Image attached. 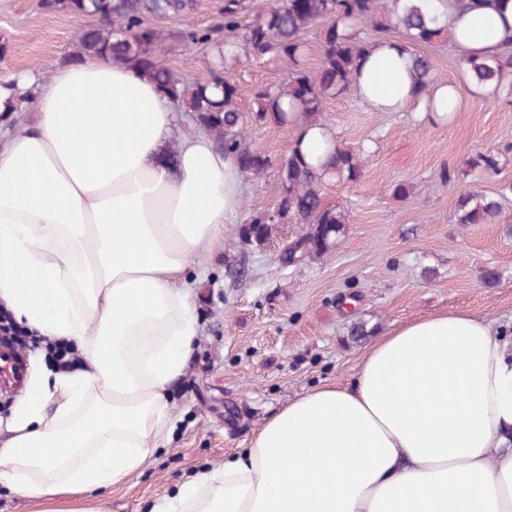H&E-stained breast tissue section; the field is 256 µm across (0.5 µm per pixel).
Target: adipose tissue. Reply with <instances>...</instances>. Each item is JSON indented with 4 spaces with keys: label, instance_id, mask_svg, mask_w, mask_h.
<instances>
[{
    "label": "adipose tissue",
    "instance_id": "adipose-tissue-1",
    "mask_svg": "<svg viewBox=\"0 0 512 512\" xmlns=\"http://www.w3.org/2000/svg\"><path fill=\"white\" fill-rule=\"evenodd\" d=\"M470 57L512 37L501 11L453 15ZM402 39L372 44L353 85L379 112L427 109ZM34 124L0 142V302L17 323L78 345L89 368L32 369L0 442V483L43 502L139 470L169 421L168 387L197 334L194 256L241 207L236 161L138 67L69 61L0 84ZM308 162L335 139L296 119ZM158 512H512V333L446 312L374 342L350 388L323 385L274 413L249 447Z\"/></svg>",
    "mask_w": 512,
    "mask_h": 512
}]
</instances>
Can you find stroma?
<instances>
[{"mask_svg": "<svg viewBox=\"0 0 512 512\" xmlns=\"http://www.w3.org/2000/svg\"><path fill=\"white\" fill-rule=\"evenodd\" d=\"M88 23L44 11L38 0H0V46L7 49L0 75L46 74L66 61ZM420 50L433 58L438 83L458 89L460 111L435 124L411 112L374 111L352 88L328 99L321 120L340 147L363 151L362 174L325 187L326 205L347 214L345 230L329 254L294 266L280 256L305 225H276L260 250L242 240L253 212L278 200V165L295 132L290 124L255 122L253 94L282 84L288 71L276 61L250 60L231 71L247 141L272 165L244 175L237 220L189 268L198 335L170 388V423L153 454L118 484L59 497V512H151L196 472L248 447L288 400L324 384L351 386L373 340L411 321L455 311L512 322V236L505 232L512 225V103L469 83L450 38ZM208 56L197 45L162 52L160 60L202 81ZM480 151L498 155L497 170L470 166ZM444 171L454 181L441 180ZM463 185L498 198L494 222L457 223ZM360 322L369 333L352 338Z\"/></svg>", "mask_w": 512, "mask_h": 512, "instance_id": "35a3bbf8", "label": "stroma"}]
</instances>
